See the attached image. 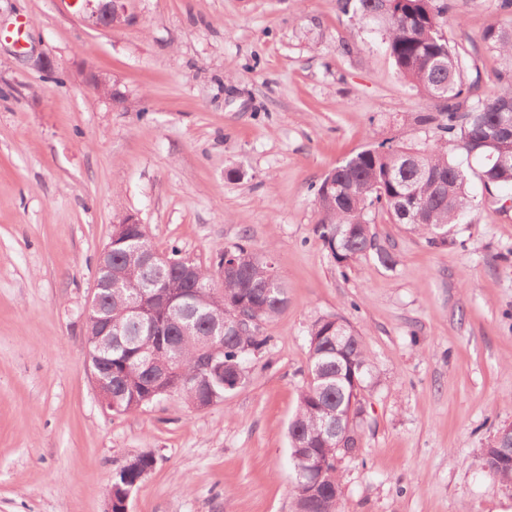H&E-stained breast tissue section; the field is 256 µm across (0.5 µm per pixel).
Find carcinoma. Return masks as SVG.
I'll return each mask as SVG.
<instances>
[{"instance_id": "1", "label": "carcinoma", "mask_w": 512, "mask_h": 512, "mask_svg": "<svg viewBox=\"0 0 512 512\" xmlns=\"http://www.w3.org/2000/svg\"><path fill=\"white\" fill-rule=\"evenodd\" d=\"M362 23L375 25L384 36L397 73L419 92L440 103L438 115L421 120L435 124L433 145L368 147L334 168L336 188L315 190L319 209L317 232L339 267L374 255L384 266L392 254L377 243L369 213L386 211L397 224L427 236L435 246L448 244L450 226L463 223L472 208L468 175L450 157L454 150L483 159L477 177L485 186L512 185V30L491 24L482 39L507 60L499 73L500 87L463 107L478 89L465 81V58L448 44L442 32L448 22V0H344ZM143 242L112 244V269L119 277L100 290L103 307L112 314V412H139L172 393L191 405L224 400L226 384L246 374L251 357L267 344L262 325L287 306L286 289L267 259L247 246L230 248L236 270L224 276L222 287L210 288L209 269L196 266L195 281L181 278L188 259L174 249L168 263H143ZM242 309L258 324L236 330L233 312ZM308 379L300 392L289 425V459L294 474L306 469L302 449L316 448L336 456V437L349 433L357 447L361 419L348 415L351 401L363 388L369 363L360 333L342 316L317 320L311 327ZM211 345L221 352L206 378L194 376L200 353ZM170 367L161 378L156 372ZM496 448L485 449L488 473L512 483V468L495 461ZM155 466L151 455L133 457L112 477L113 510L121 509L128 489L138 485ZM340 478L336 465L327 466L316 495L295 486V512H338Z\"/></svg>"}]
</instances>
